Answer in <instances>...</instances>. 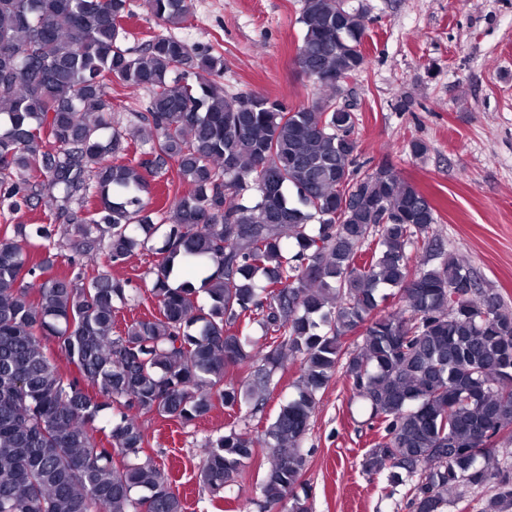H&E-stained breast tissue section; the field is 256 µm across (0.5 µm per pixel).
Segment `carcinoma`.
<instances>
[{"label": "carcinoma", "mask_w": 512, "mask_h": 512, "mask_svg": "<svg viewBox=\"0 0 512 512\" xmlns=\"http://www.w3.org/2000/svg\"><path fill=\"white\" fill-rule=\"evenodd\" d=\"M146 5L169 29L191 15V0ZM129 15V0H0L13 49L0 54V209L60 201L0 235V512H184L143 454L139 418L187 426L218 405L251 416L288 354L301 359L296 395L260 433L208 438L203 486L231 490L260 445L259 512H308L303 442L340 371L381 429L361 466L387 473L386 497L445 512L459 487L487 488L477 512H512V448H499L512 443V309L452 256L412 267L409 246L442 254L434 207L389 165L361 171L336 103L366 62V11L302 0L296 63L323 93L297 108L226 93L224 55L174 35L127 46ZM114 80L148 93L128 113L148 130L137 143L114 125ZM172 163L191 190L156 210L151 180ZM57 224L72 227L74 255L48 277ZM137 249L159 255L147 270L158 312L118 331L141 295L88 269ZM384 289L403 299L387 314ZM251 322L263 342L240 331ZM357 331L361 344L343 348ZM234 369L244 383L225 380ZM496 452L494 467L478 464Z\"/></svg>", "instance_id": "cac0c4a2"}]
</instances>
